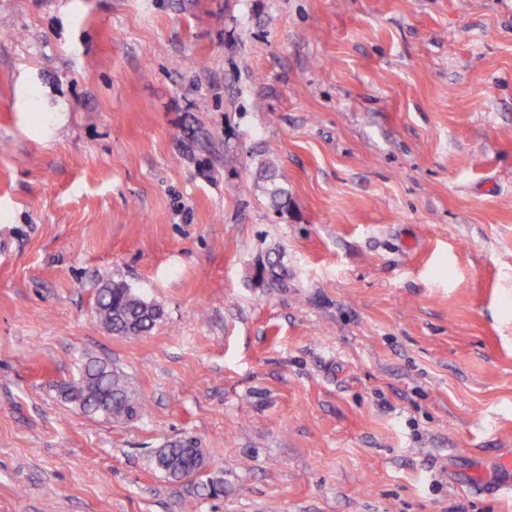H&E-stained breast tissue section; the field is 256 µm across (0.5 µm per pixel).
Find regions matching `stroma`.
Returning a JSON list of instances; mask_svg holds the SVG:
<instances>
[{
    "instance_id": "obj_1",
    "label": "stroma",
    "mask_w": 512,
    "mask_h": 512,
    "mask_svg": "<svg viewBox=\"0 0 512 512\" xmlns=\"http://www.w3.org/2000/svg\"><path fill=\"white\" fill-rule=\"evenodd\" d=\"M507 454L512 0H0V512H512ZM99 316L112 333L136 339L149 331L161 318L160 308L136 295L123 283L105 285L98 294ZM104 388L112 391V410L115 419L129 420L141 415L142 405L131 393L125 377L118 371L95 361H90L85 366L81 379L74 384L69 383L63 394L69 402L77 398L84 399L85 413L100 414L94 408V397ZM166 458L177 457L182 463V467L177 474H174L172 479L182 480L191 477L202 476V472L198 471L191 463L189 458V445L184 441L170 442L165 446Z\"/></svg>"
}]
</instances>
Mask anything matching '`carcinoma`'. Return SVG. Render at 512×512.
I'll return each mask as SVG.
<instances>
[{
	"mask_svg": "<svg viewBox=\"0 0 512 512\" xmlns=\"http://www.w3.org/2000/svg\"><path fill=\"white\" fill-rule=\"evenodd\" d=\"M97 310L103 322L112 327V333L128 339H136L149 331L162 316L160 308L143 300L125 284L117 282L100 289ZM104 388L112 391V410L116 419L129 420L141 415L142 405L131 393L125 377L95 361L85 366L81 379L68 384L63 394L70 402L77 398L85 400L84 412L95 414L94 397ZM165 456L177 457L182 463L173 479L182 480L201 475L190 461L189 445L186 442L168 443Z\"/></svg>",
	"mask_w": 512,
	"mask_h": 512,
	"instance_id": "1",
	"label": "carcinoma"
}]
</instances>
